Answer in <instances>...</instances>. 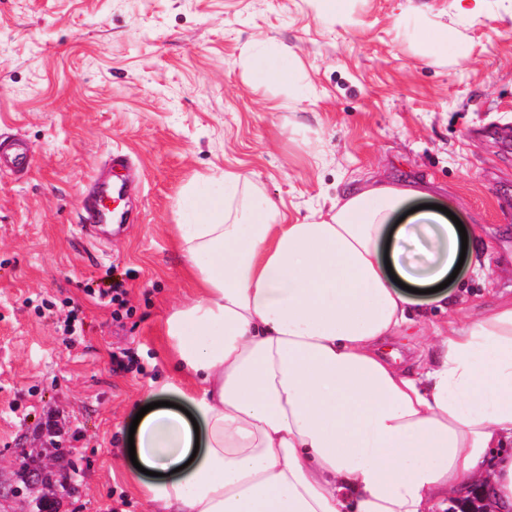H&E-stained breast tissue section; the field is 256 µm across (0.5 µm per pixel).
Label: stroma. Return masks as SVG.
I'll use <instances>...</instances> for the list:
<instances>
[{
    "label": "stroma",
    "mask_w": 512,
    "mask_h": 512,
    "mask_svg": "<svg viewBox=\"0 0 512 512\" xmlns=\"http://www.w3.org/2000/svg\"><path fill=\"white\" fill-rule=\"evenodd\" d=\"M463 61L423 54L415 22ZM459 17L453 0H0V512L19 446L71 448L60 512H151L120 435L167 375L164 323L189 296L170 225L183 188L235 169L303 219L350 182L432 184L481 225L485 273L453 289L512 296V0ZM288 46L289 87L253 88L242 51ZM129 157L123 221L86 224L85 198ZM122 282L120 311L93 290Z\"/></svg>",
    "instance_id": "35a3bbf8"
}]
</instances>
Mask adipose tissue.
<instances>
[{
  "mask_svg": "<svg viewBox=\"0 0 512 512\" xmlns=\"http://www.w3.org/2000/svg\"><path fill=\"white\" fill-rule=\"evenodd\" d=\"M245 53L254 87L289 84L287 49ZM215 181L172 227L192 294L165 320L169 375L128 470L152 512H444L485 483L512 512V297L471 318L442 288L485 268L480 230L415 210L429 193L406 183L291 224L249 175ZM435 308L450 318L422 369H399L380 343Z\"/></svg>",
  "mask_w": 512,
  "mask_h": 512,
  "instance_id": "adipose-tissue-1",
  "label": "adipose tissue"
}]
</instances>
